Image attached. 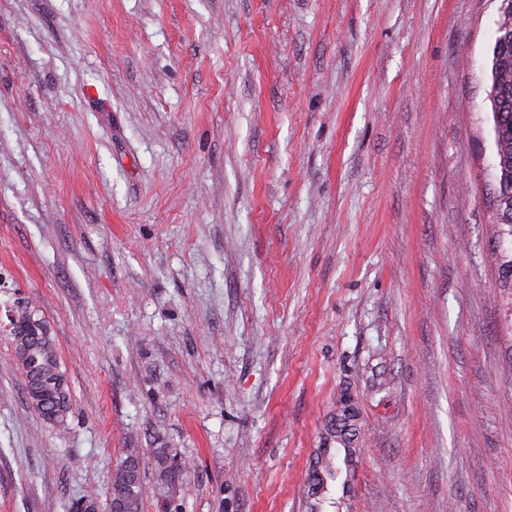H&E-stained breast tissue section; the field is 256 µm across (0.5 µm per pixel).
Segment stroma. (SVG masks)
<instances>
[{"mask_svg": "<svg viewBox=\"0 0 512 512\" xmlns=\"http://www.w3.org/2000/svg\"><path fill=\"white\" fill-rule=\"evenodd\" d=\"M500 0H0V512H512L483 203ZM49 325L64 427L6 327ZM185 461L175 486L153 449ZM334 450H335V452H331L330 454L323 457L318 462L319 469L317 470L316 477H315V484H314L315 488L314 489L316 491L314 492V495L322 494V492H326L328 480H333L337 476L338 472L340 471L339 459H340L341 454L339 452H336V448H334ZM319 473H322L327 480V483L325 486L322 484V479L319 476ZM110 482V512H142L144 485L137 456L131 455L118 465L112 471Z\"/></svg>", "mask_w": 512, "mask_h": 512, "instance_id": "stroma-1", "label": "stroma"}]
</instances>
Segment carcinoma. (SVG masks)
<instances>
[{"mask_svg":"<svg viewBox=\"0 0 512 512\" xmlns=\"http://www.w3.org/2000/svg\"><path fill=\"white\" fill-rule=\"evenodd\" d=\"M498 38L492 46L491 85L495 95L488 96L493 117L496 149V171L488 188L487 202L492 213L489 223L497 234L512 236V0L499 13ZM501 303L512 312V254L503 252L498 258ZM14 353L25 378V390L33 408L42 419L54 426L65 425L71 411V396L59 357L46 323L24 312L11 322ZM154 458L164 480L175 484L185 465L165 448L154 449ZM340 453L332 452L319 461L315 490L326 491L322 479H334ZM112 496L110 512H142L144 485L140 460L127 457L110 477Z\"/></svg>","mask_w":512,"mask_h":512,"instance_id":"cac0c4a2","label":"carcinoma"}]
</instances>
